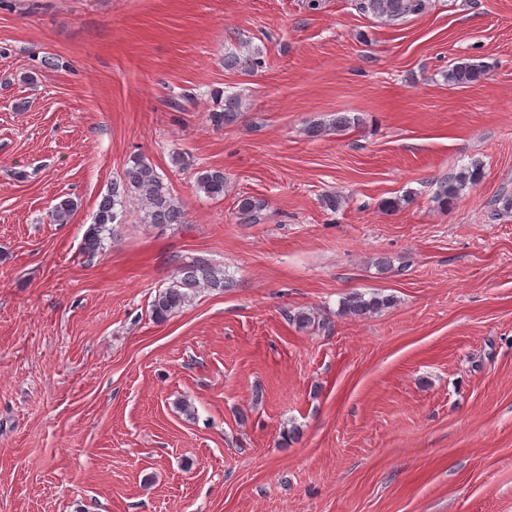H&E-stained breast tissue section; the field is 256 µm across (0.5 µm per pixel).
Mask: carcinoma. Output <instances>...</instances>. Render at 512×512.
<instances>
[{
	"mask_svg": "<svg viewBox=\"0 0 512 512\" xmlns=\"http://www.w3.org/2000/svg\"><path fill=\"white\" fill-rule=\"evenodd\" d=\"M430 0H356L358 10L385 23H397L409 16L420 15L426 11ZM265 60L260 51L240 56H224V68L227 70L244 69L257 71L264 67ZM486 66L470 59H459L449 66L445 74L448 83L464 86L483 79ZM213 96L218 106L210 110L207 116L209 124L220 129L236 122L242 114V101L239 97L216 91ZM359 118L338 114L332 122H316L307 128V134L319 138L330 130L343 131L358 123ZM481 176L480 163L473 162L443 177L436 182L434 201L448 206L456 200L464 188L475 184ZM197 190L209 199H222L228 192L224 170L205 168L197 171ZM136 199L143 211V222L155 225L186 223L185 204L173 195L169 186L156 171L150 160L141 153L129 156L122 176L112 183V188L97 203L92 222L84 231L82 254L92 260L102 254L106 239L114 238L116 226L123 223L127 203ZM78 208V202L64 198L57 202L51 211V220L56 224H66ZM265 202L250 195L237 198L236 218L241 224H259L263 220ZM232 286V281L224 270L214 266L206 259H198L178 268L170 285L156 293L151 303V317L157 323H164L180 312L200 289L222 291ZM394 303V297L373 294L365 297L353 293L340 303L341 313L351 317H364L374 314ZM289 323L299 329H307L315 323V316L306 311L286 313Z\"/></svg>",
	"mask_w": 512,
	"mask_h": 512,
	"instance_id": "carcinoma-1",
	"label": "carcinoma"
}]
</instances>
